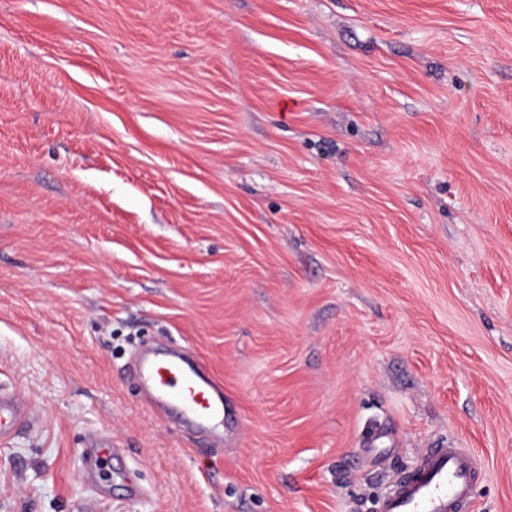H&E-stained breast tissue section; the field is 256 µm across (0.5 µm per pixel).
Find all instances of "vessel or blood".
<instances>
[{
    "instance_id": "1",
    "label": "vessel or blood",
    "mask_w": 512,
    "mask_h": 512,
    "mask_svg": "<svg viewBox=\"0 0 512 512\" xmlns=\"http://www.w3.org/2000/svg\"><path fill=\"white\" fill-rule=\"evenodd\" d=\"M137 376L149 389L152 403L177 407L199 425H208L224 414L210 385L176 353L145 355ZM27 413L21 398L0 393V437L17 430ZM477 477L475 460L462 449L447 448L427 455L416 478L399 482L385 496L381 512H463L472 503Z\"/></svg>"
}]
</instances>
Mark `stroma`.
Here are the masks:
<instances>
[{
  "mask_svg": "<svg viewBox=\"0 0 512 512\" xmlns=\"http://www.w3.org/2000/svg\"><path fill=\"white\" fill-rule=\"evenodd\" d=\"M0 387V512H379L448 446L512 512V0H0ZM137 376L150 390L153 404L174 405L201 426L224 416L223 403L215 402L211 395L212 386L202 382L174 352L145 355L137 367ZM26 403L15 395L0 393V437L17 430L27 418Z\"/></svg>",
  "mask_w": 512,
  "mask_h": 512,
  "instance_id": "1",
  "label": "stroma"
}]
</instances>
